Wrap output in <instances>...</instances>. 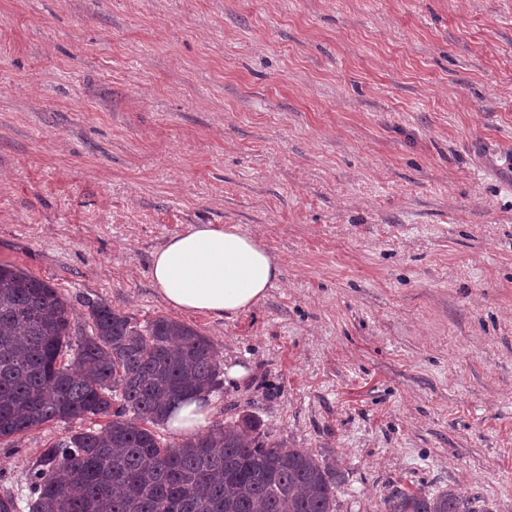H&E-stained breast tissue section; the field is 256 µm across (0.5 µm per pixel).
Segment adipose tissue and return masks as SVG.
<instances>
[{
  "label": "adipose tissue",
  "mask_w": 512,
  "mask_h": 512,
  "mask_svg": "<svg viewBox=\"0 0 512 512\" xmlns=\"http://www.w3.org/2000/svg\"><path fill=\"white\" fill-rule=\"evenodd\" d=\"M151 276L172 308L221 318L264 299L280 269L259 240L236 226L191 224L154 252Z\"/></svg>",
  "instance_id": "ef3b65f1"
}]
</instances>
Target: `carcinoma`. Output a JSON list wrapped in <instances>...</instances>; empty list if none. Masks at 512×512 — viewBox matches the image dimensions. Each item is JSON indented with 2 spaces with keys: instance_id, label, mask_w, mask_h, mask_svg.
<instances>
[{
  "instance_id": "cac0c4a2",
  "label": "carcinoma",
  "mask_w": 512,
  "mask_h": 512,
  "mask_svg": "<svg viewBox=\"0 0 512 512\" xmlns=\"http://www.w3.org/2000/svg\"><path fill=\"white\" fill-rule=\"evenodd\" d=\"M224 385L210 340L167 316L143 324L104 302L72 331L51 284L0 266V441L50 422L107 417L44 449L0 512H337L345 473L289 448L249 414L162 441L177 402ZM379 512H473L452 488L391 485Z\"/></svg>"
}]
</instances>
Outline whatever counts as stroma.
Segmentation results:
<instances>
[{
	"label": "stroma",
	"instance_id": "obj_1",
	"mask_svg": "<svg viewBox=\"0 0 512 512\" xmlns=\"http://www.w3.org/2000/svg\"><path fill=\"white\" fill-rule=\"evenodd\" d=\"M191 224L281 274L232 317L169 307ZM0 265L216 349L212 424L512 512V0H0ZM93 420L0 443V496Z\"/></svg>",
	"mask_w": 512,
	"mask_h": 512
}]
</instances>
